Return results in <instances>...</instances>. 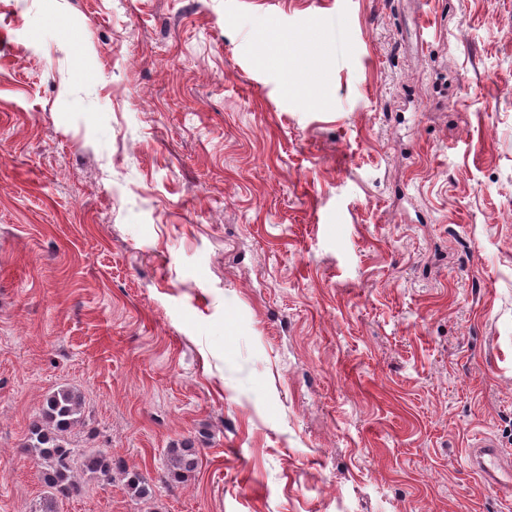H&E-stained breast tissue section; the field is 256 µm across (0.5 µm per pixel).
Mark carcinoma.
<instances>
[{
    "label": "carcinoma",
    "instance_id": "1",
    "mask_svg": "<svg viewBox=\"0 0 512 512\" xmlns=\"http://www.w3.org/2000/svg\"><path fill=\"white\" fill-rule=\"evenodd\" d=\"M82 394L69 387L60 388L49 394L37 416L29 426L23 448L37 458L43 468V481L47 495L31 512H56L58 498H68L78 491L75 479V465L90 474L112 477V459L98 451H80L69 439L72 429L80 422ZM199 463V450L191 441L174 447L167 452V470L174 480L187 478ZM127 488L137 498L152 495V489L137 471L124 473Z\"/></svg>",
    "mask_w": 512,
    "mask_h": 512
}]
</instances>
